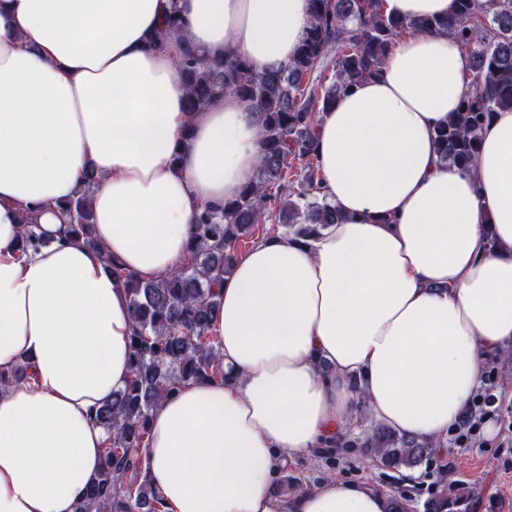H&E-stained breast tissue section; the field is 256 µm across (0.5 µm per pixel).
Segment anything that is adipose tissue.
<instances>
[{"mask_svg":"<svg viewBox=\"0 0 512 512\" xmlns=\"http://www.w3.org/2000/svg\"><path fill=\"white\" fill-rule=\"evenodd\" d=\"M187 41L150 39L170 10ZM308 0H0V512H75L103 461L95 412L130 375L133 320L107 257L158 279L183 260L196 214L260 161L261 113L233 95L184 109V44L287 64ZM476 82L464 46L411 30L375 78L316 127L321 192L339 223L240 255L215 319L222 382L153 410L144 471L167 512H387V496L329 477L284 497L290 457L334 445L358 406L447 442L512 347V110L481 133L470 171L433 133ZM97 181L86 186L84 173ZM87 194L94 243L63 205ZM47 243L22 250V226Z\"/></svg>","mask_w":512,"mask_h":512,"instance_id":"ef3b65f1","label":"adipose tissue"}]
</instances>
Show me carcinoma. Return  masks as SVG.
<instances>
[{
	"instance_id": "1",
	"label": "carcinoma",
	"mask_w": 512,
	"mask_h": 512,
	"mask_svg": "<svg viewBox=\"0 0 512 512\" xmlns=\"http://www.w3.org/2000/svg\"><path fill=\"white\" fill-rule=\"evenodd\" d=\"M310 18L292 60L259 68L232 53L210 58L185 41L182 17L171 10L152 38L157 50L172 38L184 41L178 71L185 82L186 111L201 112L214 100L233 94L263 115L261 160L253 179L221 208H205L195 218L187 254L161 280H145L107 264L127 288L133 316L130 377L97 413L107 433L104 466L76 512H165L161 497L147 482L134 485L126 475L142 467L150 413L177 389L195 382L225 380L214 320L222 300L217 286L233 272L240 241L278 215L281 234L307 240L336 224V207L319 197L320 172L313 129L350 88L380 72L396 38L409 29L447 32L468 50L478 78L448 123L434 132L440 160L462 169L475 156L484 125L493 114L512 109V0H457L452 19H401L384 10V0H310ZM333 72L327 84L308 85L314 73ZM300 162L297 178L288 169ZM70 231L92 244V212L82 194L63 206ZM26 364L0 371V389L28 382ZM366 452L383 467L411 470L435 461V490L423 512H471L473 493L448 490V466L434 447L406 434L376 428L366 437Z\"/></svg>"
}]
</instances>
